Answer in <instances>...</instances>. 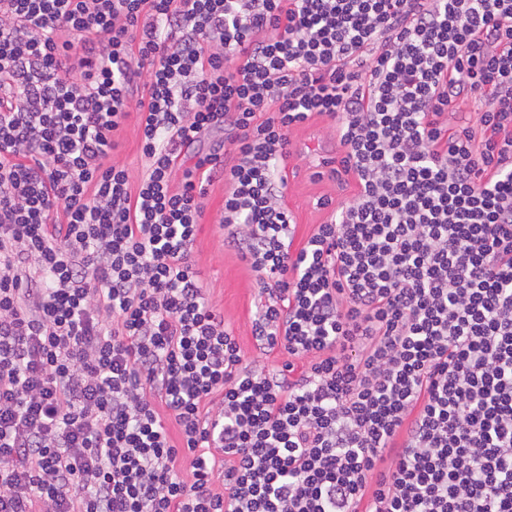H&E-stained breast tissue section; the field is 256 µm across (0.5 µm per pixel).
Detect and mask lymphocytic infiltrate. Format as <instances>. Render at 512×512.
Wrapping results in <instances>:
<instances>
[{
  "label": "lymphocytic infiltrate",
  "instance_id": "f902f5d3",
  "mask_svg": "<svg viewBox=\"0 0 512 512\" xmlns=\"http://www.w3.org/2000/svg\"><path fill=\"white\" fill-rule=\"evenodd\" d=\"M316 116L359 190L296 249ZM0 512H512V0H0ZM119 143L115 156L130 170L133 180L137 181L146 171V159L140 151L139 135L133 123L121 133ZM223 204L224 182H215L198 227L193 260L210 299L233 329L242 352L250 357L256 350L248 323L260 300L259 285L256 273L232 251L224 250V229L214 221Z\"/></svg>",
  "mask_w": 512,
  "mask_h": 512
}]
</instances>
